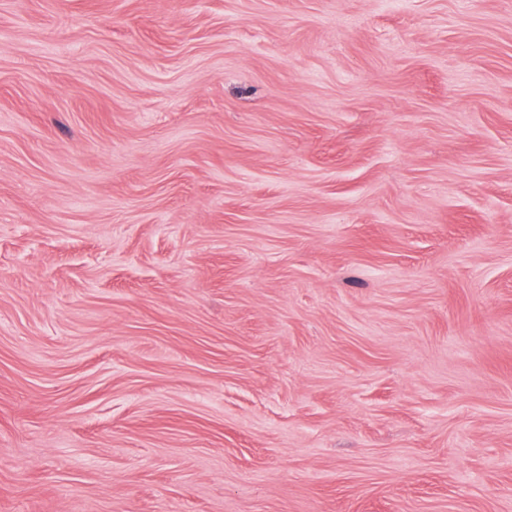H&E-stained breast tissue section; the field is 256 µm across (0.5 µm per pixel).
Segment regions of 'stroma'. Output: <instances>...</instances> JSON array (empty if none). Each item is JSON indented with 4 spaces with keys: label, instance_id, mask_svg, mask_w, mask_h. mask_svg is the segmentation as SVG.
I'll list each match as a JSON object with an SVG mask.
<instances>
[{
    "label": "stroma",
    "instance_id": "35a3bbf8",
    "mask_svg": "<svg viewBox=\"0 0 512 512\" xmlns=\"http://www.w3.org/2000/svg\"><path fill=\"white\" fill-rule=\"evenodd\" d=\"M0 512H512V0H0Z\"/></svg>",
    "mask_w": 512,
    "mask_h": 512
}]
</instances>
